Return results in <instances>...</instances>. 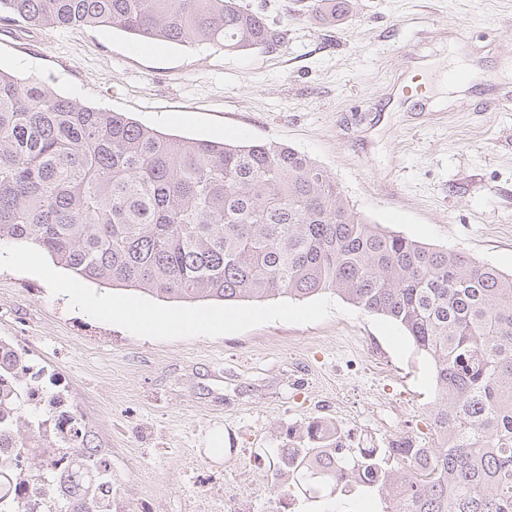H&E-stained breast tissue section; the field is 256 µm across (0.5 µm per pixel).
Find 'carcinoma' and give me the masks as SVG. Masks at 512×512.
<instances>
[{"mask_svg": "<svg viewBox=\"0 0 512 512\" xmlns=\"http://www.w3.org/2000/svg\"><path fill=\"white\" fill-rule=\"evenodd\" d=\"M333 0L312 15L333 25ZM0 23L47 34L109 27L144 40L274 51L287 30L243 0H0ZM74 274L184 302L333 293L399 325L434 364L437 440L320 469H357L381 512H512V275L370 223L328 172L277 144L166 137L0 70V243Z\"/></svg>", "mask_w": 512, "mask_h": 512, "instance_id": "carcinoma-1", "label": "carcinoma"}]
</instances>
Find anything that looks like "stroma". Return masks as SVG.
Instances as JSON below:
<instances>
[{
    "instance_id": "1",
    "label": "stroma",
    "mask_w": 512,
    "mask_h": 512,
    "mask_svg": "<svg viewBox=\"0 0 512 512\" xmlns=\"http://www.w3.org/2000/svg\"><path fill=\"white\" fill-rule=\"evenodd\" d=\"M312 0H266L280 50L224 52L92 28L0 26V70L47 83L177 138L274 143L308 155L381 228L512 274V112L470 111L512 90V0H352L326 28ZM476 80L445 83L454 49ZM422 75L429 102L395 98ZM32 245L0 246V337L55 381L109 458L117 489L156 512H194L203 475L234 485L250 457L324 418L354 448L435 440L431 360L389 319L340 296L179 302L83 280ZM106 297L159 315L204 312L224 328L147 332L88 308ZM251 512H375L371 497L305 501L293 482L254 477Z\"/></svg>"
}]
</instances>
